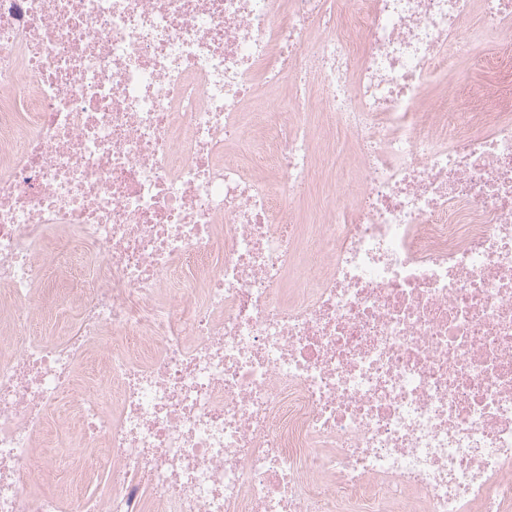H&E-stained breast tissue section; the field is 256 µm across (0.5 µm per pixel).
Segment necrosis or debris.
<instances>
[{"label": "necrosis or debris", "mask_w": 512, "mask_h": 512, "mask_svg": "<svg viewBox=\"0 0 512 512\" xmlns=\"http://www.w3.org/2000/svg\"><path fill=\"white\" fill-rule=\"evenodd\" d=\"M475 15L0 0V512H512V104L426 97Z\"/></svg>", "instance_id": "obj_1"}]
</instances>
